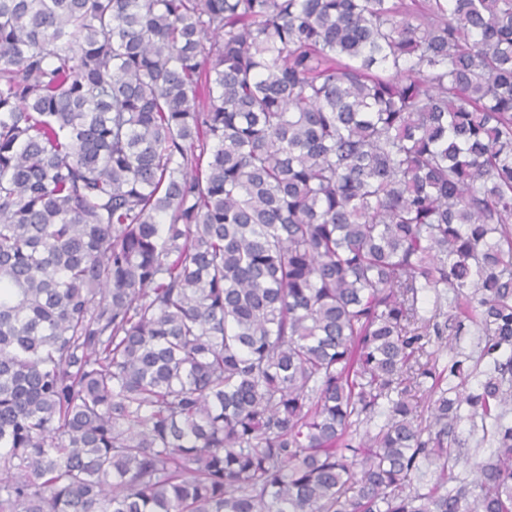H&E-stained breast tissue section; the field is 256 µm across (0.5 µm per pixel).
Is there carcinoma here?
Here are the masks:
<instances>
[{"label": "carcinoma", "instance_id": "obj_1", "mask_svg": "<svg viewBox=\"0 0 512 512\" xmlns=\"http://www.w3.org/2000/svg\"><path fill=\"white\" fill-rule=\"evenodd\" d=\"M510 412L512 0H0V512H512ZM469 429L468 424H462L459 429L460 438L468 440V448L463 450L466 456L460 460L455 472L461 478L473 483L478 479L475 463L488 459L495 448L489 441H481L482 431L480 428L471 435H469Z\"/></svg>", "mask_w": 512, "mask_h": 512}]
</instances>
